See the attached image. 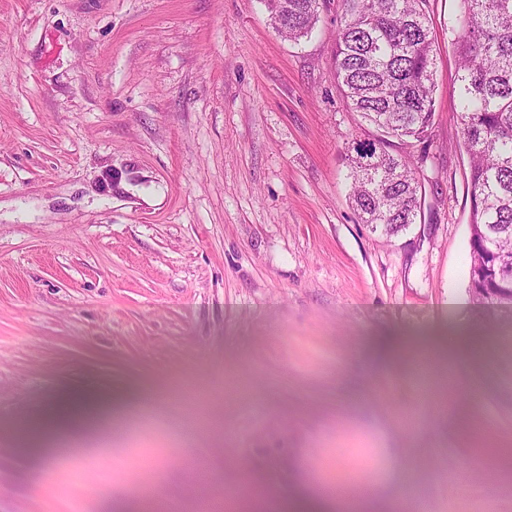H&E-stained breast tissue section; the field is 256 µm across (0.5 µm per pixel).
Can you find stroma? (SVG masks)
<instances>
[{"label":"stroma","instance_id":"stroma-1","mask_svg":"<svg viewBox=\"0 0 512 512\" xmlns=\"http://www.w3.org/2000/svg\"><path fill=\"white\" fill-rule=\"evenodd\" d=\"M460 0H428L435 117L400 142L415 224L349 200L337 5L307 38L262 0H0V512H265L360 488L512 512V325L469 292ZM454 341L453 364L422 360ZM77 391L122 413L34 448ZM207 471L186 469V453Z\"/></svg>","mask_w":512,"mask_h":512}]
</instances>
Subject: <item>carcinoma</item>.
<instances>
[{"instance_id":"carcinoma-1","label":"carcinoma","mask_w":512,"mask_h":512,"mask_svg":"<svg viewBox=\"0 0 512 512\" xmlns=\"http://www.w3.org/2000/svg\"><path fill=\"white\" fill-rule=\"evenodd\" d=\"M277 31L308 36L327 0H263ZM334 73L349 109L381 136L355 140L350 200L360 221L392 238L415 223V168L389 139L425 143L434 123L427 0H340ZM456 42L459 133L470 158L469 273L479 266L512 295V0H461Z\"/></svg>"}]
</instances>
